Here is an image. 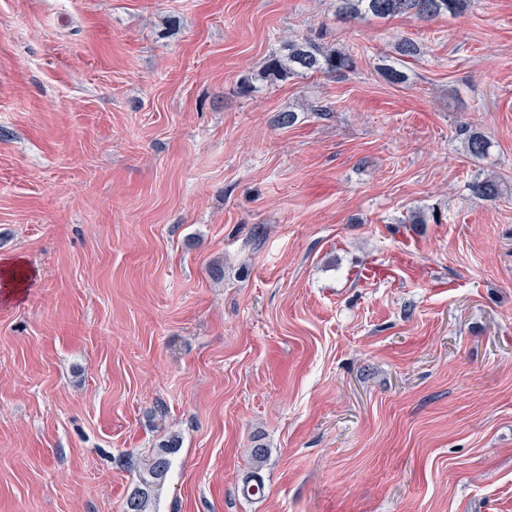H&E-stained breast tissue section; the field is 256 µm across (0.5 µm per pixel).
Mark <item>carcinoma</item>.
<instances>
[{
  "label": "carcinoma",
  "instance_id": "cac0c4a2",
  "mask_svg": "<svg viewBox=\"0 0 512 512\" xmlns=\"http://www.w3.org/2000/svg\"><path fill=\"white\" fill-rule=\"evenodd\" d=\"M474 0H337V17L346 20L375 18L387 20L400 15L414 16L428 21L442 15H460L469 10ZM396 61L379 65L382 77L391 84H404L409 77L397 63L416 59L421 54L419 43L404 38L395 46ZM356 67L355 55L318 43L309 37L290 39L279 51L270 55L264 65L268 78L303 77L321 74L340 77ZM492 142L481 132H470L466 150L473 158L489 154ZM473 198L493 201L499 195V183L494 177L477 178L470 184ZM178 440L172 438L152 455V464L141 471L140 481L127 495L123 512H148L151 487L159 485L171 467V456L176 453Z\"/></svg>",
  "mask_w": 512,
  "mask_h": 512
}]
</instances>
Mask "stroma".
<instances>
[{"label": "stroma", "instance_id": "1", "mask_svg": "<svg viewBox=\"0 0 512 512\" xmlns=\"http://www.w3.org/2000/svg\"><path fill=\"white\" fill-rule=\"evenodd\" d=\"M294 35L355 70L262 80ZM13 261L0 512H121L173 435L150 512H512V0H0ZM337 17L346 20H387L400 15L428 21L442 15L464 14L474 0H336Z\"/></svg>", "mask_w": 512, "mask_h": 512}]
</instances>
